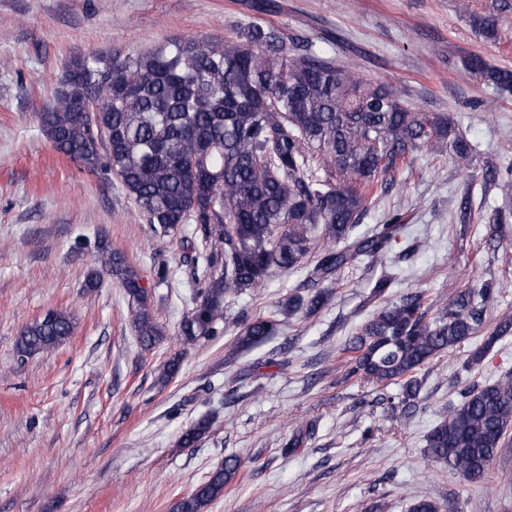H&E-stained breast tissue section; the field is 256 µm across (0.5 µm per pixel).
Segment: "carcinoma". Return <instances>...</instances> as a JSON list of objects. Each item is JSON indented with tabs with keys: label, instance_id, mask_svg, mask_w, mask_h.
<instances>
[{
	"label": "carcinoma",
	"instance_id": "obj_1",
	"mask_svg": "<svg viewBox=\"0 0 512 512\" xmlns=\"http://www.w3.org/2000/svg\"><path fill=\"white\" fill-rule=\"evenodd\" d=\"M480 35L494 40L498 19L474 16ZM462 68L502 98L512 96V71L482 57ZM41 130L54 148L83 169L113 175L148 223L167 235L182 224L215 252L207 258L195 307L178 331L194 343L215 336L224 322V297L266 286L276 273L307 269L306 295L278 302L284 316L310 317L332 300L342 269L360 258L388 259L400 245L404 217L357 236L376 191L418 152L448 154L460 170L473 168L475 149L446 115L414 111L390 87L364 79L350 61L337 62L313 41L250 23L224 40L179 38L145 52L75 54L55 94L40 113ZM99 269L86 286L116 281L135 304L134 329L146 349L163 339L147 304L140 272L100 240ZM393 284L383 275L370 297L382 299L345 348L346 377L366 384L401 385L402 416L419 393L413 374L437 354L453 352L474 336L478 362L500 338L512 335V317L485 324V307L499 285L451 292L441 302L424 293L386 299ZM277 315L242 321L236 342L259 345L278 335ZM72 318L60 310L24 327L20 358L49 352L68 340ZM212 419L185 428L179 445H197ZM512 431V374L464 389L461 401L428 432L426 454L471 483L485 479ZM233 458L176 502L173 512H206L238 474Z\"/></svg>",
	"mask_w": 512,
	"mask_h": 512
}]
</instances>
